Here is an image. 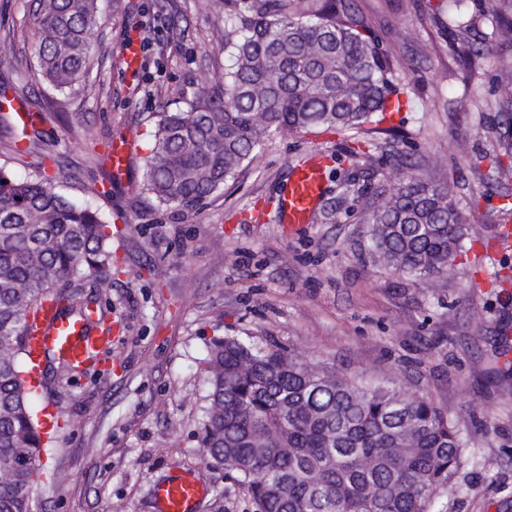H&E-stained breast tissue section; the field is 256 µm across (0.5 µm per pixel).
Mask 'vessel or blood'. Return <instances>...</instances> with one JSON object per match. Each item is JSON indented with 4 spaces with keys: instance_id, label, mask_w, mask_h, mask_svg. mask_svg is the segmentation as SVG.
<instances>
[{
    "instance_id": "b4317fda",
    "label": "vessel or blood",
    "mask_w": 512,
    "mask_h": 512,
    "mask_svg": "<svg viewBox=\"0 0 512 512\" xmlns=\"http://www.w3.org/2000/svg\"><path fill=\"white\" fill-rule=\"evenodd\" d=\"M134 143L128 138L112 140L106 150V162L114 174L124 175L129 168ZM326 182V170L311 159L294 167L282 191L277 211L283 223H304L320 202ZM32 329L25 338L32 371H39L45 351L73 366L76 373L93 367L113 341L111 333L95 328L93 322L72 321L59 314V307L45 302L31 317ZM206 494L202 480L194 474L158 481L153 487L156 512H197Z\"/></svg>"
}]
</instances>
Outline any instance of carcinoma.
I'll use <instances>...</instances> for the list:
<instances>
[{
  "label": "carcinoma",
  "mask_w": 512,
  "mask_h": 512,
  "mask_svg": "<svg viewBox=\"0 0 512 512\" xmlns=\"http://www.w3.org/2000/svg\"><path fill=\"white\" fill-rule=\"evenodd\" d=\"M448 3L464 41L512 43V0L479 15ZM34 79L57 90L82 83L93 49L97 0H38ZM230 65L213 90L159 113L141 194L191 212L252 162L281 131L359 132L383 121L399 93L388 53L349 0H227ZM498 147L481 157L512 169V113ZM373 261L412 280L452 267L466 225L453 196L409 171L366 218ZM100 211L57 191L42 167L18 179L0 167V512H36L46 451L32 406L37 387L24 336L44 300L88 317L95 299L72 287L85 271H112V234ZM209 405L199 433L205 460L237 473L258 512H428L455 474L461 441L428 398L390 384L364 385L287 356L271 345L214 337Z\"/></svg>",
  "instance_id": "carcinoma-1"
}]
</instances>
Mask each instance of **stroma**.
<instances>
[{
  "instance_id": "stroma-1",
  "label": "stroma",
  "mask_w": 512,
  "mask_h": 512,
  "mask_svg": "<svg viewBox=\"0 0 512 512\" xmlns=\"http://www.w3.org/2000/svg\"><path fill=\"white\" fill-rule=\"evenodd\" d=\"M426 0H355L388 51L406 103L386 130L281 132L252 164L190 213L152 208L140 193L157 114L199 87L218 86L224 0H98L97 43L80 87L20 84L30 111L51 109L41 138L16 161L0 129V167L25 178L43 153L60 157L56 188L91 202L119 225L110 277L84 275L116 338L100 373L63 378L45 367L35 402L61 424L41 456L40 512H155L161 480L199 475L197 512H255L234 472L204 461L198 433L208 405L206 359L216 336L280 344L297 359L367 383H394L430 398L457 430L460 466L430 512H512V288L492 269L512 267L499 244L512 225V171L483 162L512 83V46L489 43L465 62L454 32ZM35 0H0V81L31 73ZM142 39L138 71L122 48ZM135 139L127 178L105 198L108 142ZM361 143L357 158L348 148ZM327 162L325 192L308 223L286 231L276 200L294 166ZM447 186L468 228L467 253L450 270L412 281L364 251L366 217L408 167ZM336 209L335 223L324 214Z\"/></svg>"
}]
</instances>
